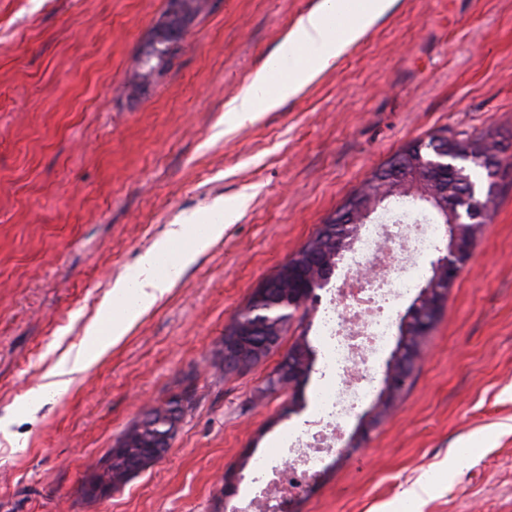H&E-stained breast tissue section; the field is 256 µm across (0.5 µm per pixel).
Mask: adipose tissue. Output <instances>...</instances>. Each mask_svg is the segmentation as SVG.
Returning <instances> with one entry per match:
<instances>
[{
    "label": "adipose tissue",
    "mask_w": 512,
    "mask_h": 512,
    "mask_svg": "<svg viewBox=\"0 0 512 512\" xmlns=\"http://www.w3.org/2000/svg\"><path fill=\"white\" fill-rule=\"evenodd\" d=\"M395 3L355 0L353 9L347 10L346 33L339 38L332 31L331 21L345 2L321 0L318 8L295 22L281 41L275 60L254 74L250 84L230 103L229 112L238 122H250L296 97L319 74L333 67ZM236 218V212L228 210L220 222L193 216L185 223L172 225L165 237L141 257L138 275L130 282L114 285L103 310L111 318L109 328L104 330L99 323H92L86 330V344L57 362L52 371L53 388L66 391L72 375L96 363L120 342L136 319L170 290L182 269L222 239Z\"/></svg>",
    "instance_id": "1"
}]
</instances>
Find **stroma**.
<instances>
[{"label": "stroma", "instance_id": "1", "mask_svg": "<svg viewBox=\"0 0 512 512\" xmlns=\"http://www.w3.org/2000/svg\"><path fill=\"white\" fill-rule=\"evenodd\" d=\"M319 0H209L154 84L129 80L166 0H0V512H235L259 459L316 416L320 379L259 396L317 299L258 364L222 367L252 292L397 152L431 136L504 147L494 206L376 425L367 398L285 512H512V0H397L297 97L227 103ZM239 217L62 394L49 373L171 225ZM189 398L165 455L83 490L144 411ZM468 449L462 468L451 453ZM441 479L428 484L433 474ZM235 490L225 495L224 481Z\"/></svg>", "mask_w": 512, "mask_h": 512}]
</instances>
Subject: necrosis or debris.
Wrapping results in <instances>:
<instances>
[{
    "label": "necrosis or debris",
    "mask_w": 512,
    "mask_h": 512,
    "mask_svg": "<svg viewBox=\"0 0 512 512\" xmlns=\"http://www.w3.org/2000/svg\"><path fill=\"white\" fill-rule=\"evenodd\" d=\"M436 237V225L401 201L361 238L339 286L319 307L324 345L319 415L289 444L287 466L256 464L253 484L259 493L238 512H263L269 499L286 502L323 455L334 452L347 421L371 393L374 360Z\"/></svg>",
    "instance_id": "4bbe7bcc"
}]
</instances>
